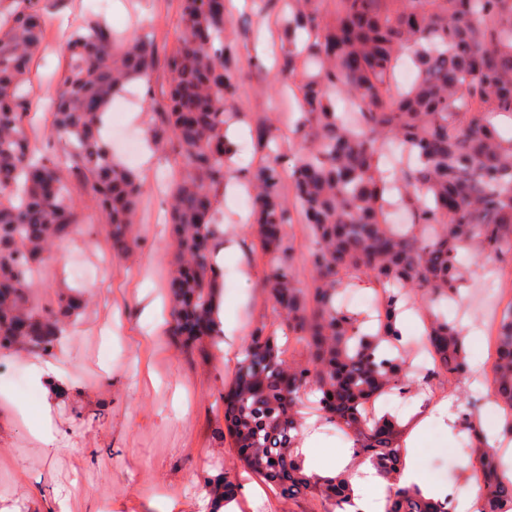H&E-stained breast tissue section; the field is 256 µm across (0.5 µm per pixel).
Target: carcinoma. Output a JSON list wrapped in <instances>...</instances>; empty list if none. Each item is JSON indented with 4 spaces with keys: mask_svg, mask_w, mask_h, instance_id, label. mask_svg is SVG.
I'll list each match as a JSON object with an SVG mask.
<instances>
[{
    "mask_svg": "<svg viewBox=\"0 0 512 512\" xmlns=\"http://www.w3.org/2000/svg\"><path fill=\"white\" fill-rule=\"evenodd\" d=\"M40 0L0 6V349L54 353L64 319L83 306L78 296L33 302L34 282L50 246L74 237L80 219L71 180L93 196L112 250L139 248L129 228L142 203L144 180L119 165L101 134L104 106L134 79L150 85L155 47L121 39L90 19L67 42L47 139L64 157L42 153L25 118V84L46 21ZM288 17L277 57L282 80L296 85L297 144L284 158L278 129L259 123L264 157L238 168L225 128L245 73L238 41L224 34V0H180V34L166 59L169 94L149 97L151 140L178 148L169 203L173 224L170 335L185 350L221 352L219 318L224 271L214 249L224 238L214 189L230 179L253 194L249 229L266 267L261 288L278 325L257 323L224 387V429L244 467L290 499L319 496L325 512H346L345 478L307 474L299 454L300 407L317 395L325 426L342 430L351 447L389 482L385 512H448L397 482L401 428L389 416L368 418L383 393H406L416 382L396 319L411 296L431 310L458 300L471 284V265L512 260V0H283ZM417 79L393 90L403 53ZM355 102L358 121L336 112V94ZM400 186L391 205L387 187ZM292 195L293 201L287 200ZM405 216L397 224L395 211ZM304 224L310 248L300 280L289 229ZM367 282L378 293L373 317L337 303L343 289ZM307 352L290 364L277 331ZM468 330L457 317L430 314L425 332L433 367L427 382L461 380L469 371ZM492 392L512 410V301L498 314ZM461 424L481 472L479 512H512V479L497 449L466 405ZM224 505L239 486L223 477L206 484Z\"/></svg>",
    "mask_w": 512,
    "mask_h": 512,
    "instance_id": "cac0c4a2",
    "label": "carcinoma"
}]
</instances>
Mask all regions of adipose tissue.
I'll return each instance as SVG.
<instances>
[{
    "mask_svg": "<svg viewBox=\"0 0 512 512\" xmlns=\"http://www.w3.org/2000/svg\"><path fill=\"white\" fill-rule=\"evenodd\" d=\"M432 423L445 429H452L457 423L455 399L453 396L421 399L409 408L403 420L408 430L401 448L402 466L399 470L398 483L406 487L417 488L423 496L442 500L448 495V488L440 483L428 480L422 474L417 463V445L422 432ZM317 475L333 477L345 474L350 485V498L354 505L370 504L373 512H383L386 496V483L378 476L371 462L356 456L352 448L340 449L334 455L333 462L317 468Z\"/></svg>",
    "mask_w": 512,
    "mask_h": 512,
    "instance_id": "adipose-tissue-1",
    "label": "adipose tissue"
}]
</instances>
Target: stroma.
Segmentation results:
<instances>
[{
  "label": "stroma",
  "mask_w": 512,
  "mask_h": 512,
  "mask_svg": "<svg viewBox=\"0 0 512 512\" xmlns=\"http://www.w3.org/2000/svg\"><path fill=\"white\" fill-rule=\"evenodd\" d=\"M231 29L239 37L242 55H259L263 77L242 80L236 104L241 122L236 137L248 136L251 126L276 121L283 146H291L289 112L294 98L280 93L275 59L281 36V13L270 7L256 13L250 0H229ZM46 41L31 73L33 110L28 127L46 134L51 125L48 97L58 94V69L65 64V35L73 27L99 14L120 36L142 31L159 54L176 45L178 0H111L100 10L97 0H44ZM170 78L157 64L150 83L136 82L116 98L112 111L140 139H148L149 98H163ZM179 156L170 147L155 152L152 166L130 161L145 180L143 203L133 237L139 249L127 257L113 255L110 241L92 195L80 185L72 192L82 221L94 225L93 236L81 235L56 246L41 273L36 301L68 290L90 296L83 311L64 329L54 362L68 386L63 394L46 400L33 383L9 387L0 383V512H161L166 499L178 502L177 512H202L209 495L205 477L227 476L241 486H262V502L240 494L239 512H324L314 495L286 501L271 486L240 462L224 431L220 392L231 382L233 369L251 325L273 321L259 279L264 261L252 248L244 223L235 221L236 192L219 202L224 236L241 241L243 255L255 278L240 286L233 260L224 262V288L220 311L238 327L231 348L212 358L187 352L168 335L149 340L150 323L142 317L141 293L165 299L171 271V247L165 202ZM88 268L85 280H76L70 268L75 255ZM474 372L463 382L441 377L417 386L407 397H395L393 409L404 412L421 394L454 395L457 406L479 397L481 418L493 413L486 394L491 380L494 344L488 337L470 334ZM47 420L48 439L36 438L34 423ZM462 429L447 433L429 428L420 450L424 475L438 473L439 483L458 490L469 459Z\"/></svg>",
  "instance_id": "obj_1"
}]
</instances>
